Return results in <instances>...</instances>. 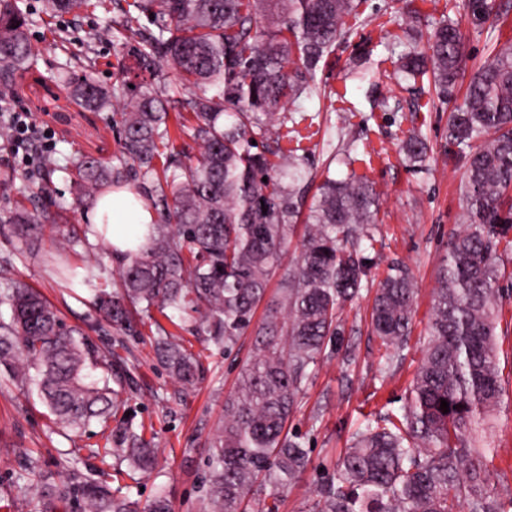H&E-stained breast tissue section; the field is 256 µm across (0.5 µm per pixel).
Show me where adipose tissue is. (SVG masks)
I'll use <instances>...</instances> for the list:
<instances>
[{
  "label": "adipose tissue",
  "mask_w": 512,
  "mask_h": 512,
  "mask_svg": "<svg viewBox=\"0 0 512 512\" xmlns=\"http://www.w3.org/2000/svg\"><path fill=\"white\" fill-rule=\"evenodd\" d=\"M95 211L87 232L90 241H105L118 253L146 248L153 215L143 204L133 201L128 192L116 191L105 196Z\"/></svg>",
  "instance_id": "ef3b65f1"
}]
</instances>
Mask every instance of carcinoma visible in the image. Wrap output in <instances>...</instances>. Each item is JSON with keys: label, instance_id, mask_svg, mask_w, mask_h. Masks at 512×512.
Instances as JSON below:
<instances>
[{"label": "carcinoma", "instance_id": "obj_1", "mask_svg": "<svg viewBox=\"0 0 512 512\" xmlns=\"http://www.w3.org/2000/svg\"><path fill=\"white\" fill-rule=\"evenodd\" d=\"M23 0H0V99L33 70L32 24ZM109 0H44L50 18L107 10ZM112 28V49L131 57L150 77L172 62L177 81L107 88L63 68L57 82L80 108L99 112L116 102L112 127L120 135L113 158L77 157L69 170L75 202L90 208L105 189L126 188L158 214L147 248L115 258L120 287L109 291L97 265L70 268L65 287L90 294L100 321L117 336H140L141 317L191 312L215 349L229 355L253 329L252 355L224 406V428L210 448L208 512H278L256 498L277 490L310 464L302 436L288 422L305 381L337 348L341 316L363 289L367 257L346 243L374 223L378 196L356 180L326 179L306 217L301 253L289 269L280 300L254 321L300 213L294 184L298 157L267 143L288 105L316 94L315 71L358 16V0H124ZM500 14L496 0H468V20L482 25ZM463 59L460 22L441 21L420 51L402 58L401 71L430 75L438 97L451 101ZM193 114L179 124L188 143L175 150L170 112ZM262 145L255 144L258 139ZM448 145L463 154L465 228L448 241L438 273L429 339L398 421L367 425L346 449L336 480L317 491L311 512H508L487 488L497 450L471 431L502 402L496 309L503 290L498 246L512 232V45L495 51L448 113ZM416 134L401 152L422 160ZM267 181H262V178ZM67 211L20 205L4 218L26 240ZM415 284L396 266L374 296L371 325L399 360L411 335ZM0 371L19 390H38L54 420L78 432L94 420L107 432L103 446L73 448L64 459L69 481L36 483L44 512H138L112 489L111 471L133 478L155 470L154 439L117 418L129 380L127 359L67 327L36 290L18 281L0 289ZM157 362L189 391L201 368L179 336L154 340ZM118 388H113L112 384ZM449 412L440 410L441 400ZM116 425H111V422Z\"/></svg>", "mask_w": 512, "mask_h": 512}]
</instances>
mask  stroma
<instances>
[{
  "mask_svg": "<svg viewBox=\"0 0 512 512\" xmlns=\"http://www.w3.org/2000/svg\"><path fill=\"white\" fill-rule=\"evenodd\" d=\"M34 23L29 39L37 54L32 74L18 88L10 112L26 113L40 136L25 152L0 151V170L20 173L15 192L0 196V218L22 203L28 209L69 208V221L46 231L35 249H28L14 225L0 221V266L9 265L14 280L38 290L56 307L67 326L92 334L98 316L87 293L63 287L54 269L61 263L97 264L105 281L115 266L105 244L73 243V230L90 224L92 210L73 206L65 172L79 153L109 159L118 152L119 137L112 129V112L81 111L55 75L65 63L85 67L87 75L104 85L118 76L112 54V17L95 10L51 22L42 19V0H24ZM423 21L415 26L400 0H361L358 14L344 20V35L320 62L315 82L319 93L301 98L280 139L282 151L298 150L307 178L344 179L356 175L372 183L380 200L375 238L368 250L367 275L359 297L342 316V346L324 359L310 380L300 409L289 421L310 445L311 464L300 481L284 490L279 512H306L316 488L332 477L345 448L367 420L399 413L414 373L423 360L437 286L436 272L449 237L462 226V161L448 147V107L438 102L425 79L403 80L400 57L423 45L429 24L449 18L462 23L465 64L455 88L462 96L473 71L492 56L495 44L512 42V9L497 30L473 26L467 20L466 0H413ZM428 144L423 162L412 163L400 145L412 133ZM52 158L57 192L49 199H31L23 179L35 174L42 158ZM505 274L498 282L505 297L497 332L504 396L487 437L498 450L489 467L491 491L512 490V245L500 248ZM409 268L415 280L412 333L391 376L381 374L385 348L370 326L374 291L393 264ZM184 339L199 355L201 379L197 390L180 396L178 387L158 364L152 336L156 326ZM136 338L123 337L121 355L135 363V389L125 396V408L135 424L153 433L158 466L141 478L128 495L146 504L166 491L176 512H203L209 450L224 423V402L236 389L241 368L252 354L253 335L241 336L231 356L208 342L193 315L171 312L160 324L145 323ZM102 427L91 423L82 433L63 430L37 397H28L9 382H0V494L14 498V512H42L40 500L24 493L17 476L26 457L37 458L49 482L62 483L65 472L57 460L63 450L93 444Z\"/></svg>",
  "mask_w": 512,
  "mask_h": 512,
  "instance_id": "obj_1",
  "label": "stroma"
}]
</instances>
